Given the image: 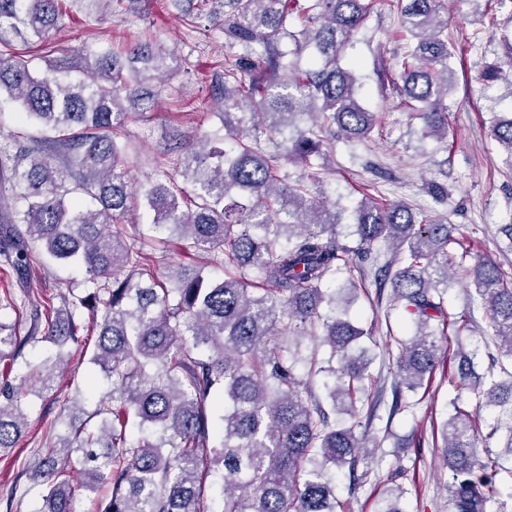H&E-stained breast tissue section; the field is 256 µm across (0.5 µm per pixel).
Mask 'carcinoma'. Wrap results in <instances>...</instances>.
Returning a JSON list of instances; mask_svg holds the SVG:
<instances>
[{"label": "carcinoma", "instance_id": "1", "mask_svg": "<svg viewBox=\"0 0 512 512\" xmlns=\"http://www.w3.org/2000/svg\"><path fill=\"white\" fill-rule=\"evenodd\" d=\"M65 0H0V30L23 45L44 42L61 25ZM226 46L241 53L224 60L215 102L224 138L234 147L205 149L172 136L176 178L131 182L127 121L153 110L164 84L144 86L173 71L175 51L135 43L124 54L86 47L63 50L44 68L4 43L0 102L16 104L41 131L29 146L0 152V256L16 271L37 260L29 241L49 260L84 271L80 291L54 299L23 291L21 305L43 308L20 338L0 323V363L44 342L53 354L32 369L38 390L51 387L55 368L68 364L64 348L96 336L91 362L111 383L73 434L41 449L30 476L43 490L41 512H72L71 474L82 465L83 487L109 486L99 512H336L335 474L354 471L368 435L356 418L372 412L365 384L372 362L365 335L327 293L336 273L390 284L394 300L413 318L415 335L398 342L395 400L414 391L435 370L440 346L434 324L448 321L445 288L458 272L490 316L501 352L512 354V278L490 260L461 267L449 246L456 227L402 202L370 196L356 207L359 247L340 241L341 212L324 196L318 174L289 184L280 162L325 167L338 139L370 138L377 115L357 98L345 49L366 19L370 0H221ZM406 39L404 51L380 79L396 76L403 104L421 121V135L448 139L446 98L455 87L452 44L444 0H395ZM304 18L293 32L288 18ZM296 52L311 46L318 61L303 68L283 62L282 39ZM508 68L486 65L485 85L512 89ZM274 144L270 154L261 137ZM491 137L512 160V113L495 116ZM153 212L150 228L176 238L202 261L154 274L152 239L122 226L131 208ZM383 243L392 255L373 270L350 255L366 256ZM222 270L214 279L211 271ZM44 335H39V332ZM321 339L339 366L316 357L306 377L295 374L290 342ZM456 387L486 407L512 406L508 380L490 381L459 351ZM322 377L325 397L314 387ZM0 449L14 448L25 425L29 390H0ZM445 428L444 461L452 474V512H486L512 476V426L503 453L479 456L484 432L478 414L454 407ZM336 413L355 419L350 425ZM147 435L136 437L130 426ZM511 463L507 467L504 462ZM219 478L208 485L209 475Z\"/></svg>", "mask_w": 512, "mask_h": 512}]
</instances>
